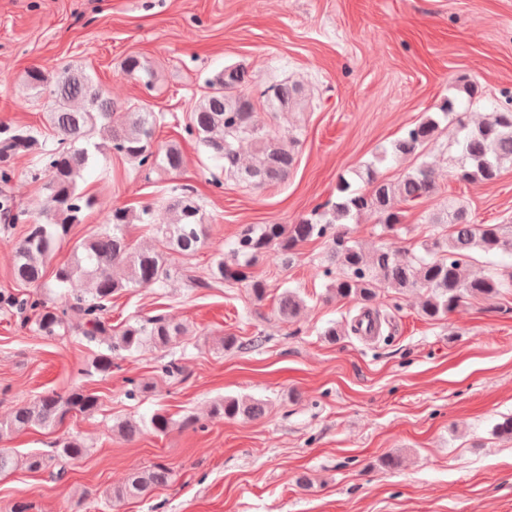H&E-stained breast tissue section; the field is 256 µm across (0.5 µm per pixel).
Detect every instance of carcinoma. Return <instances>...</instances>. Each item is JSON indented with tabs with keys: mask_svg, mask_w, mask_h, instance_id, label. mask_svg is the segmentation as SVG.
Listing matches in <instances>:
<instances>
[{
	"mask_svg": "<svg viewBox=\"0 0 512 512\" xmlns=\"http://www.w3.org/2000/svg\"><path fill=\"white\" fill-rule=\"evenodd\" d=\"M121 68L146 92L154 90L156 73L148 61L129 55ZM24 81L45 96L44 118L55 143L49 146L41 142L40 132L29 126L0 124V182L10 180L9 163L18 155L31 156L33 177L47 178L42 219L27 225L14 251V278L36 288L56 247L70 237L75 226L86 223L95 207L94 199L79 185L84 170L93 161L91 139L95 133L107 136L112 156L146 174L178 171L182 153L176 141L157 143L155 132L163 121L161 113L146 103L125 108L115 104L93 85L80 66L68 64L54 74L33 67L26 71ZM248 84L244 66L224 67L208 79V92L195 103L182 129L184 137L202 146L224 173L211 180L217 190L224 188L225 177L255 187L279 184L288 179L294 167L297 136L290 133L285 140L256 119ZM260 97L274 114L297 112L310 103L303 85L294 82L270 84ZM503 97L504 101L491 104L484 117L473 125L456 119L453 144L459 153L454 159L459 180L490 182L505 167H512V99L506 93ZM454 110L455 102L447 100L441 113L425 115L384 148L376 160L355 170L354 175L365 187L355 188L342 177L336 202L316 205L296 223L246 225L234 241L231 260L217 259L208 278L190 276L189 283L196 288H210L233 282L245 286L255 300L262 301L268 288L252 276L255 262L272 250L290 261L298 255L300 246L321 239L328 242L320 272L329 282V296L348 300L362 309L375 308L384 290L395 295L422 290L425 296L421 315L435 321L451 314L469 297L489 299L511 292L512 271L472 276L467 268L476 251L495 258H512V232H505L501 224L474 223L461 203L450 201L430 218L429 223L442 230L421 244L419 254L403 255L389 247L366 252L352 240L346 227L349 221L371 213L377 216L383 231L395 232L402 223L400 204L437 193L434 170L425 162L397 181L382 178L376 164L388 158L420 156ZM244 144L253 157L248 165L240 162ZM167 206L171 219L166 224L155 223L150 205L138 210L115 208L94 234L73 245L70 260L56 268L55 280L61 288L75 281L83 284L84 291L74 301L64 297L51 307L37 294L8 298L20 311L35 312L36 330L46 337L60 335L68 325V312H78L82 316V335L103 346L82 369L87 375L109 376L115 360L148 345L167 348L187 336L185 325L161 313L135 318L119 331L112 329L107 318L112 297L134 288L166 287L172 271L168 252L188 259L206 246V215L193 190L186 186L174 188ZM134 222L149 226L165 243L166 250L132 248L126 228ZM303 306L304 299L296 290L286 288L280 294L278 309L283 316L293 318ZM100 406L99 396L82 386L65 393L48 391L30 403L17 405L8 418L0 419V436L32 427L53 428L74 414L90 416ZM213 413L228 420L257 419L264 415L265 405L253 399L226 397L213 404ZM172 424L167 413L156 411L147 419L122 420L116 430L123 439L132 441L145 432L164 435ZM86 453L87 446L80 439L55 443L54 457L60 461L75 460ZM20 464L29 471H39L46 466V459L36 453L19 458L0 450V476ZM169 482V469L158 463L133 473L114 490L113 498L118 502L141 498Z\"/></svg>",
	"mask_w": 512,
	"mask_h": 512,
	"instance_id": "obj_1",
	"label": "carcinoma"
}]
</instances>
